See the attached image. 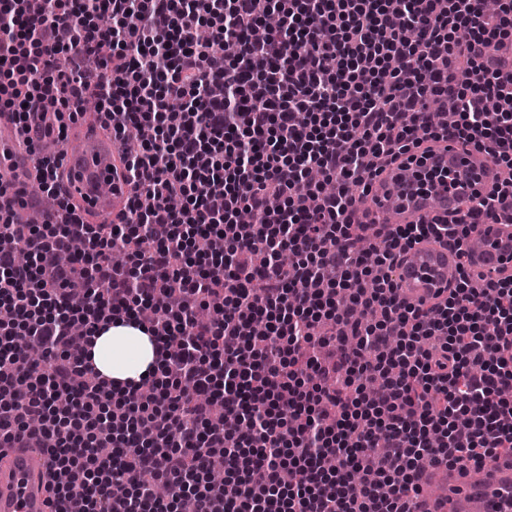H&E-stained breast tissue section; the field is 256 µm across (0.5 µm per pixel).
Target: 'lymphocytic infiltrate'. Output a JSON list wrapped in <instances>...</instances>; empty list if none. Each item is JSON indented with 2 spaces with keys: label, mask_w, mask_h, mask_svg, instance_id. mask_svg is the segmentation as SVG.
<instances>
[{
  "label": "lymphocytic infiltrate",
  "mask_w": 512,
  "mask_h": 512,
  "mask_svg": "<svg viewBox=\"0 0 512 512\" xmlns=\"http://www.w3.org/2000/svg\"><path fill=\"white\" fill-rule=\"evenodd\" d=\"M270 7L0 0L13 134L65 138L95 101L131 189L117 222L88 224L41 159L53 213L29 224L28 190L0 180V444L34 422L53 439L54 512H413L424 464L512 457V277L459 274L427 308L392 279L420 239L512 223V0H280L282 26L254 38ZM448 136L508 179L457 223L362 250L356 189ZM136 237L151 250L113 264ZM125 319L159 367L115 385L71 329Z\"/></svg>",
  "instance_id": "1"
}]
</instances>
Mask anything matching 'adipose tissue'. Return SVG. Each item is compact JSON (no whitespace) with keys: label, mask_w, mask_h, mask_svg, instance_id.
<instances>
[{"label":"adipose tissue","mask_w":512,"mask_h":512,"mask_svg":"<svg viewBox=\"0 0 512 512\" xmlns=\"http://www.w3.org/2000/svg\"><path fill=\"white\" fill-rule=\"evenodd\" d=\"M88 350L96 370L117 384L139 379L158 367L153 341L132 323L117 322L100 330Z\"/></svg>","instance_id":"obj_1"}]
</instances>
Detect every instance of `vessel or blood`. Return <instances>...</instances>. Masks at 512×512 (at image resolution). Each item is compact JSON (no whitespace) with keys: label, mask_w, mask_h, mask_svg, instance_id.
Listing matches in <instances>:
<instances>
[{"label":"vessel or blood","mask_w":512,"mask_h":512,"mask_svg":"<svg viewBox=\"0 0 512 512\" xmlns=\"http://www.w3.org/2000/svg\"><path fill=\"white\" fill-rule=\"evenodd\" d=\"M62 170L66 190L89 221L112 218L127 210L129 194L114 168L111 139L93 132L70 136ZM426 165L447 170V178L419 189L417 164L387 168L372 183L367 206L380 224H423L435 219L456 222L473 198L486 194L501 177L484 153L455 140L434 142ZM480 283L512 276V224L485 219L472 225L461 249L430 238L402 252L393 272L397 293L408 304L447 295L459 267ZM46 454L40 448L0 449V512H52L45 492ZM422 480L433 487L420 512H504L512 503V458L482 468L479 480L462 481L458 470L427 469Z\"/></svg>","instance_id":"obj_1"}]
</instances>
